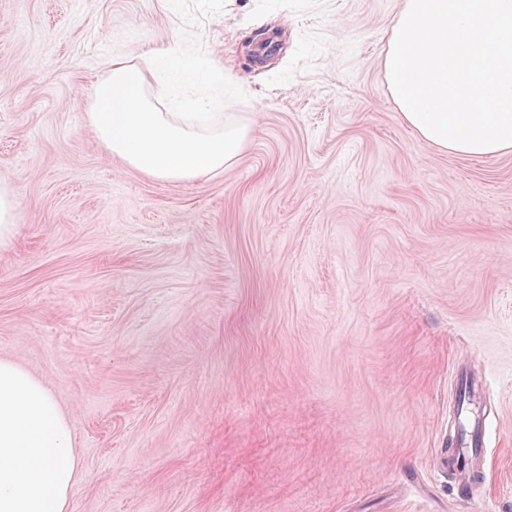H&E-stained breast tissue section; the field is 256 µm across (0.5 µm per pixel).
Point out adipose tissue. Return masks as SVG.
<instances>
[{
	"label": "adipose tissue",
	"instance_id": "obj_1",
	"mask_svg": "<svg viewBox=\"0 0 512 512\" xmlns=\"http://www.w3.org/2000/svg\"><path fill=\"white\" fill-rule=\"evenodd\" d=\"M170 46L112 56L86 95L85 120L128 168L163 182L223 172L248 128L224 119V69L185 92L169 77ZM385 69L404 122L465 158L512 150V0H405ZM78 461L71 428L51 393L0 359V512H67Z\"/></svg>",
	"mask_w": 512,
	"mask_h": 512
}]
</instances>
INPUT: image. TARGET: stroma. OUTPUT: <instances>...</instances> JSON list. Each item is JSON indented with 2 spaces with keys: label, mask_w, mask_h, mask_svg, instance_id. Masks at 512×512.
I'll use <instances>...</instances> for the list:
<instances>
[{
  "label": "stroma",
  "mask_w": 512,
  "mask_h": 512,
  "mask_svg": "<svg viewBox=\"0 0 512 512\" xmlns=\"http://www.w3.org/2000/svg\"><path fill=\"white\" fill-rule=\"evenodd\" d=\"M402 2L0 0V359L72 426L68 512H512V150L405 125ZM162 44L224 66L251 133L219 175L153 179L85 122L105 61ZM461 368L475 498L436 469ZM21 203L11 185L0 180V248H7L13 242L19 223Z\"/></svg>",
  "instance_id": "stroma-1"
}]
</instances>
